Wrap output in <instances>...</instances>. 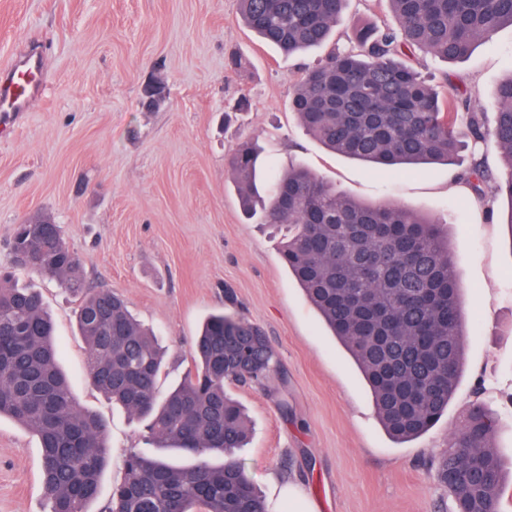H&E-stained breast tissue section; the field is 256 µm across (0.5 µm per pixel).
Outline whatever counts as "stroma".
<instances>
[{
    "mask_svg": "<svg viewBox=\"0 0 512 512\" xmlns=\"http://www.w3.org/2000/svg\"><path fill=\"white\" fill-rule=\"evenodd\" d=\"M392 20L385 0H348L330 42L286 58L245 28L238 0H0V64L43 46L46 81L44 96L0 132V270L42 292L72 394L107 423L109 463L90 512H102L123 482L129 453L155 448L144 425L93 386L76 297L14 266L13 228L37 213L61 225L89 287L124 295L154 329L167 350L162 384L191 368L189 347L208 314L264 329L276 371L264 385L229 391L253 425L235 457L268 512H289L292 485L318 512H454L430 464L476 401L495 418L491 443L512 471V237L499 217L511 204L486 210L457 182L469 148L446 164L372 168L327 152L289 110L309 66L355 46L364 23ZM232 51L245 62L237 74L225 66ZM411 62L438 90L492 104L512 75V26L465 60L418 50ZM158 77L166 98L151 108L143 91ZM242 97L249 110L234 111ZM246 140L279 169L300 165L361 201L446 219L464 288V367L425 435L399 443L386 434L361 374L281 260L284 227L242 213L228 159ZM46 509L38 442L2 417L0 512Z\"/></svg>",
    "mask_w": 512,
    "mask_h": 512,
    "instance_id": "1",
    "label": "stroma"
}]
</instances>
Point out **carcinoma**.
Here are the masks:
<instances>
[{
	"label": "carcinoma",
	"instance_id": "cac0c4a2",
	"mask_svg": "<svg viewBox=\"0 0 512 512\" xmlns=\"http://www.w3.org/2000/svg\"><path fill=\"white\" fill-rule=\"evenodd\" d=\"M245 26L291 56L328 42L346 0H238ZM394 24H371L355 49L331 51L311 67L290 102L300 125L326 149L381 168L449 161L464 139H485L486 112L470 98L430 86L410 62L415 49L448 61L512 26V0H385ZM467 109L466 130L455 115ZM493 137L506 175L493 176L479 153L457 181L478 202L512 204V75L493 103ZM243 211L288 225L281 258L367 382L376 416L397 442L427 433L448 408L464 355L463 288L443 222L397 203L366 204L300 166L268 167L241 145L230 162ZM20 267L53 278L78 298L76 320L94 385L147 422L156 447L193 458L174 466L133 452L104 512H267L233 451L248 424L225 386H262L276 370L264 330L223 312L206 318L191 345L193 369L161 391L163 352L121 296L85 287L80 262L57 224H20L10 240ZM34 433L49 512H89L107 462L106 423L75 401L57 362L42 295L0 274V417ZM495 419L468 410L463 428L434 463L454 508L499 512L501 459ZM471 464L479 485L448 480Z\"/></svg>",
	"mask_w": 512,
	"mask_h": 512
}]
</instances>
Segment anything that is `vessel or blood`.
Returning <instances> with one entry per match:
<instances>
[{"label": "vessel or blood", "mask_w": 512, "mask_h": 512, "mask_svg": "<svg viewBox=\"0 0 512 512\" xmlns=\"http://www.w3.org/2000/svg\"><path fill=\"white\" fill-rule=\"evenodd\" d=\"M44 86V63L41 57L21 54L0 68V124L9 125Z\"/></svg>", "instance_id": "vessel-or-blood-1"}]
</instances>
